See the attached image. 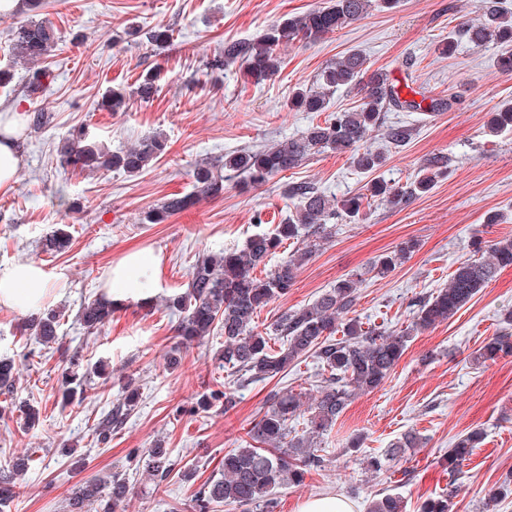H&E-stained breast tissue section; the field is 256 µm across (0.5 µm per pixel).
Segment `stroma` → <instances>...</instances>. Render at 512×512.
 I'll return each mask as SVG.
<instances>
[{"label": "stroma", "instance_id": "1", "mask_svg": "<svg viewBox=\"0 0 512 512\" xmlns=\"http://www.w3.org/2000/svg\"><path fill=\"white\" fill-rule=\"evenodd\" d=\"M326 3L44 0L38 17L58 37L49 58L54 78L33 97L25 88L26 67L11 53L12 35L29 16L22 12L0 23V68L14 71L13 81L0 88V103L54 116L41 132L25 131L17 182L0 192V274L19 261L34 262L50 290V308L63 316L62 343L49 349L19 336L23 315L0 306V358L21 365L13 402L39 411L29 428L12 402L0 399V470L18 457L32 459L0 512H68L69 500L86 481L111 473L124 475L133 487L116 512H191L194 493L218 475L225 451L244 446L274 393L315 392L319 366L311 356L275 378L230 383L216 358L223 338L178 346V317L166 301L186 283L199 254L242 248L249 235L284 223L294 209L286 184L311 182L343 200L365 192L369 175L356 171L347 156L326 151L256 189L225 178L222 196L201 199L163 223L144 217L166 196L191 192L198 164H223L225 154L261 148L323 122L324 113L292 110L288 99L346 52L363 51L371 68L406 73L415 90L453 98L449 110L433 117L387 112V122L406 123L415 132L402 148L389 146L382 133L372 134L369 146L388 155L381 177L405 184L436 153L447 156L448 168L427 194L400 205L377 199L361 220L339 221L335 236L300 268L288 294L255 316L257 330L269 331L284 312L315 302L337 280L357 278L354 317L367 328L403 331L412 319V301L446 286L459 262L472 256L474 239L490 244L512 237V130L489 131L499 105L512 100V76L498 70L496 49L479 50L461 39L451 54L437 50L449 32L481 15L483 0H396L390 9L372 0L364 18L321 41L280 45L281 68L273 79L251 82L235 64L212 68L225 42L256 38L268 26ZM159 26L174 31L173 42L162 48L143 36ZM151 72L158 75L157 91L144 101L133 91ZM112 89L130 93L124 111L102 107ZM79 126L112 152L155 134L165 140L166 152L134 177L62 170L57 149ZM491 212L499 214L498 223H486ZM58 228L70 234L71 243L52 257L41 243ZM409 238L418 240L416 252L386 276L371 273L379 257ZM140 249L160 260L161 291L152 309L127 305L99 333H88L76 319L79 307L101 293L114 262ZM509 310L512 268L452 319L413 335L385 381L355 396L333 429L318 438L324 466L309 471L301 485L276 489L277 512H298L301 501L321 494L342 495L355 512H367L381 493L399 495L405 512H419L422 501L452 486V512H483L488 490L512 476V356L484 363L478 350L499 333ZM75 351L88 383L85 394L66 402L62 369ZM174 354L180 363L172 367L168 358ZM129 381L138 390L134 410L109 442H98L97 423ZM221 387L233 393V408H198L203 395ZM475 429L482 433L478 448L459 471L448 473L443 459L449 448ZM409 432L418 438L415 447L380 472L366 470L365 457L381 454ZM354 434L363 435L361 448L348 447ZM158 441L175 463L162 482L143 463L146 448Z\"/></svg>", "mask_w": 512, "mask_h": 512}]
</instances>
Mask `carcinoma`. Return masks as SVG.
Returning <instances> with one entry per match:
<instances>
[{
  "instance_id": "cac0c4a2",
  "label": "carcinoma",
  "mask_w": 512,
  "mask_h": 512,
  "mask_svg": "<svg viewBox=\"0 0 512 512\" xmlns=\"http://www.w3.org/2000/svg\"><path fill=\"white\" fill-rule=\"evenodd\" d=\"M370 8V0H329L328 5L312 9L300 16L289 17L271 25L258 37L248 41L224 44V54L214 58L211 67L221 69L240 63L248 77L256 83L271 79L281 67L277 48L284 41L316 42L345 25L361 19ZM461 37L473 46L485 49L498 47L497 66L507 76L512 75V12L501 9L497 0H489L481 17L461 24L458 35H448L442 54L450 53L455 37ZM57 37L54 29L43 21L30 20L14 32L12 54L37 64L29 71L27 92L35 95L43 89L50 71L39 66L46 59ZM353 87L361 92L360 103L353 108L331 115L322 123L308 126L298 137L274 143L264 149H243L224 156V170L208 164L198 165L193 172L195 192L175 194L152 210L147 219L159 224L166 218L192 204L200 197L216 198L224 193L223 171H230L244 184L258 187L274 176L299 168L311 156L325 151L348 156L353 167L364 174H375L385 166L387 157L380 151L364 146L373 132L384 130L386 141L395 148L406 145L414 128L405 124H384L385 112L407 109L413 112H440L448 109L452 98H432L429 106L413 99H403L390 74L382 69L372 70L366 57L359 51L345 53L330 63L315 77L312 86L295 90L289 99L291 109L301 112H325L330 94L340 87ZM512 128V100L503 102L492 119L491 132ZM166 149L165 140L154 135L142 139L138 145L125 151L110 152L86 141L83 128L73 131L63 140L57 151L63 168L80 167L84 170H114L136 175L147 169ZM447 166L446 157L433 155L426 166L408 186L391 185L374 178L367 193L356 194L337 205L310 182L288 186L286 194L295 201L294 212L288 221L277 226L276 232L251 235L243 248L219 254L204 253L191 266L185 289L167 301L169 307L180 313L176 326L181 343L190 344L217 333L224 337V349L218 359L224 367L234 370L241 383L274 378L288 370V366L309 354L322 366V386L311 402L305 394L288 390L273 394L272 403L248 431L250 442L224 454L223 470L219 477L206 482L194 494L191 508L195 512H211L221 505L252 506L259 512H275L276 499L272 491L280 486L298 485L307 471L324 466V459L315 454L314 439L336 424L354 396L378 388L405 353L412 334L428 330L453 318L483 288L493 281L497 272L512 267V237L502 238L488 248L474 242V252L480 257L461 262L453 271L448 286L437 293L417 298L410 327L402 333L386 334L364 329L357 318H350L356 301L359 280L345 278L323 293L314 303L285 312L274 324L272 333L283 338L275 350L270 345V334L258 332L253 326L258 312L271 302L288 294L295 284L298 270L310 260L321 244L333 237L334 221L346 216L356 218L368 198H381L400 204L415 195L429 192L437 177ZM300 244L288 258L264 277L254 270L266 265L268 258L286 241ZM69 236L61 229L47 236L43 252L56 255L65 251ZM417 241L407 239L396 250L381 257L374 266L376 275L383 276L411 256ZM112 319V302L96 297L83 304L77 320L94 333ZM60 314L51 309L30 316L20 332L33 336L42 346L58 343ZM342 338H336L337 333ZM480 358L496 360L512 356V334L504 331L492 337L480 349ZM81 358L74 355L70 370L65 373L64 396L69 399L82 388L83 380L75 369ZM15 365L0 361V395H13L16 384ZM137 392L127 388L123 401L100 421L95 428L97 440L106 442L112 431L119 428L124 412L132 410ZM232 395L221 389L212 390L200 399L198 406L211 408L220 405L229 409ZM310 412L309 429L290 435L288 421ZM417 437L407 434L394 444L388 453L368 460L371 470L383 469L388 457L402 448H411ZM481 442V433L471 431L456 439L448 449L444 465L455 473L467 460L472 449ZM146 466L153 476L163 481L173 471L174 463L169 449L157 443L146 450ZM25 459L13 463L12 471L0 476V500L14 494L10 481L24 473ZM129 494V485L119 474L108 480L94 479L79 491L70 504L71 512H82L87 504L99 503L100 512L114 509ZM456 490L448 486V493L428 499L421 512H451ZM368 512H403L402 500L384 494L373 500Z\"/></svg>"
}]
</instances>
